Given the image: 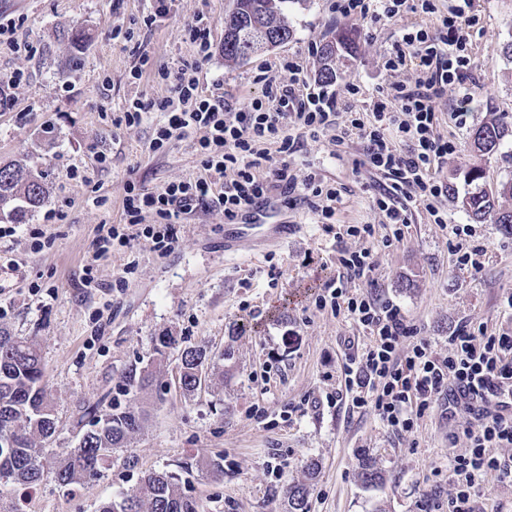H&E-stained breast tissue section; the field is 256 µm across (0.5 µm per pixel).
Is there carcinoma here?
<instances>
[{
  "instance_id": "1",
  "label": "carcinoma",
  "mask_w": 512,
  "mask_h": 512,
  "mask_svg": "<svg viewBox=\"0 0 512 512\" xmlns=\"http://www.w3.org/2000/svg\"><path fill=\"white\" fill-rule=\"evenodd\" d=\"M288 0H233L232 9L224 16V61L240 64L253 54L268 51L272 24L282 29L286 39L293 37L284 5ZM357 34L351 29L337 32L336 49L351 52L356 48ZM508 132L506 124L495 120L476 128L474 148L483 155L494 152ZM483 171L474 168L469 181L475 189L462 197L460 204L475 223L494 220L505 233L512 235V210L496 207V195L478 186ZM49 201L46 177L26 165H0V216L19 220L24 213L40 209ZM175 345L173 337L157 336L153 340V359L160 363L167 350ZM181 390L192 395L202 375H209L216 361L224 360V352L214 351L205 343L187 345L179 350ZM158 380L157 367L150 364L129 365L123 372L128 390L137 393L152 389ZM143 415L133 408H120L98 402L80 407L77 421V444L56 458L54 474L62 485H82L97 477L111 462L115 453L130 447L142 431ZM58 423L48 389L45 366L38 342L15 336L0 329V474L31 489L43 479L49 449ZM361 477L369 485L377 483L381 474L370 458L360 462ZM309 492L304 483L288 488L285 512H309ZM96 512H202L197 499L185 494L176 477L168 472L151 471L140 477L119 499L103 501Z\"/></svg>"
}]
</instances>
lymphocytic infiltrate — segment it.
Segmentation results:
<instances>
[{
  "instance_id": "1",
  "label": "lymphocytic infiltrate",
  "mask_w": 512,
  "mask_h": 512,
  "mask_svg": "<svg viewBox=\"0 0 512 512\" xmlns=\"http://www.w3.org/2000/svg\"><path fill=\"white\" fill-rule=\"evenodd\" d=\"M334 8L342 17L360 20L393 18L404 12L431 13L433 0H336ZM474 0H450L447 15L441 16L436 32L420 29L404 33L393 45L385 66L397 70L407 58L418 59L422 76L415 85L394 83L379 88L369 105V119L356 117L350 99L314 92L295 59L283 61L290 72L288 82L262 73V97L252 99L246 111L227 114L224 101L203 95L194 75L186 70L162 72L172 84L174 99L159 102L140 99L124 111L126 125H140L154 111L167 113V121L156 130L150 143L157 150L172 140L192 134L205 170L203 177L170 183L160 194L129 186L123 205V221L104 224L92 243L93 257L114 246L127 247L132 241L151 239L156 250L172 249V226L194 208L217 201L224 208L226 223L247 217L259 201L280 188L289 199L301 194L325 196L322 219H330L341 199L336 188L322 189L316 176L297 182L287 163L299 152L301 142L294 128L311 136L335 129L336 142L357 136L364 144L369 163L388 173L391 183L374 198L377 208L391 224L405 223L403 201L411 199L433 207L444 192L436 177L440 165L455 153L457 145L436 132V107L449 87L469 91L475 62L466 51L462 22L470 21ZM351 113L348 126L338 127L339 112ZM277 145L284 161L270 175H261L267 161L266 145ZM231 182H224L226 172ZM155 212L158 222L141 225L143 210ZM320 305L346 309L350 318L371 335L360 355L344 362L340 371L345 390L355 408H371L391 433L412 430L415 416L437 404L449 388L467 386L486 406L474 416L464 433L470 441L468 454L458 455L448 466L456 494L448 512H475L476 483L488 473L512 482V457L498 456V448L512 446V416L500 414L503 385L512 382V336L476 335L470 325L457 326L450 336L454 351L448 359L434 357L427 341L414 344L402 354L404 339L414 333L399 306L367 296H347L342 287L327 286Z\"/></svg>"
}]
</instances>
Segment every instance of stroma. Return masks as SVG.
<instances>
[{"instance_id":"obj_1","label":"stroma","mask_w":512,"mask_h":512,"mask_svg":"<svg viewBox=\"0 0 512 512\" xmlns=\"http://www.w3.org/2000/svg\"><path fill=\"white\" fill-rule=\"evenodd\" d=\"M435 4L430 16L409 12L371 23L337 16L332 0H288L292 39L234 65L223 54L232 0H171L164 16L155 0H0V20L15 23L18 42L0 45V78L21 76L0 107V163L27 162L46 175L49 187L46 211L0 239V255L15 262L0 277V326L40 343L59 422L50 443L55 453L75 446L83 402L107 395L145 413L128 449L133 464L116 458L74 488L59 485L50 472L29 493L0 480V512H10L21 497L26 512H96L154 470L177 473L205 512H284L288 487L304 482L310 512H448L455 494L448 460L469 450L470 414L451 416L434 406L397 436L372 410L353 413L348 404H331L342 361L351 346L367 343L368 332L346 314L319 307L317 298L336 278L340 252L366 249L372 272L344 279V288L400 306L416 338L427 340L437 357L451 354L448 338L462 323L512 335V236L490 220L471 224L469 243L483 251L477 272L458 266L448 233L449 225L470 224L458 199L469 189L473 167L482 168V184L498 193L499 207L512 209V197L499 193L512 180V132L493 154L472 148L474 130L490 118L501 115L512 125V59L503 53L512 41V0H475L477 22L466 32L476 84L466 118L453 117L461 106L455 88L437 112L439 134L458 146L438 174L448 188L437 201L444 223L411 203L401 237L393 239L373 203L384 176L367 164L359 139L338 144L326 133L304 138L291 170L296 180L315 172L325 185L341 188L332 231L318 222L323 198L283 203L270 221L293 225L286 241L257 248L244 242L229 256L224 209L211 204L183 215L172 250L157 251L147 239L113 248L97 261L92 286L83 284L98 228L121 222L129 185L159 192L204 173L194 135L150 151L163 113L132 127L123 120L129 101L170 96L171 84L159 73L194 62L188 27L197 16L209 22L212 41V57L197 73L200 86L207 93L223 82L224 100L236 111L261 96L262 71L289 80L283 58H296L307 80H318L317 50L343 27L359 39L352 55L337 60L328 92L343 97L356 86L364 102L380 86L415 84L416 61L390 71L385 55L402 30L437 28L448 0ZM116 23L124 30L118 38ZM76 27L91 35L78 54L66 39ZM144 53L152 66L137 79L133 68ZM355 224L375 225L374 239L334 237V230ZM164 334L225 351L224 361L204 389L186 396L174 383L178 352L169 350L161 395H125L123 370L148 360L152 337ZM218 453L224 456L219 479L208 466ZM365 455L374 458L381 483H363L359 460ZM184 461L190 469H181ZM310 461L319 466L313 477Z\"/></svg>"}]
</instances>
